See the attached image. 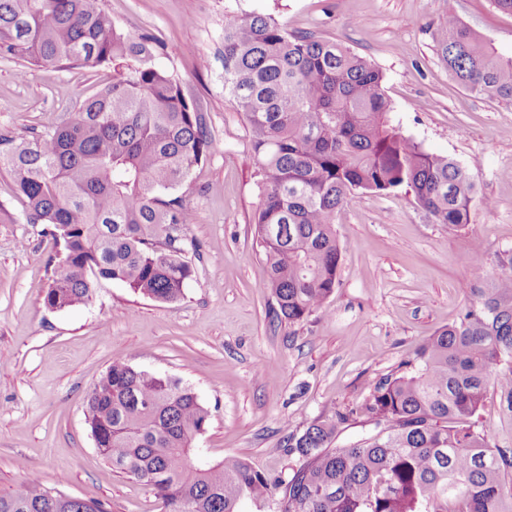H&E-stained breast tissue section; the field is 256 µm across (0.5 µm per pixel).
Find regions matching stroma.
I'll return each mask as SVG.
<instances>
[{
	"label": "stroma",
	"instance_id": "1",
	"mask_svg": "<svg viewBox=\"0 0 512 512\" xmlns=\"http://www.w3.org/2000/svg\"><path fill=\"white\" fill-rule=\"evenodd\" d=\"M130 35L164 44L157 65L203 112L212 147L182 188L194 215L185 258L195 277L175 302L101 282L90 302L52 310L44 296L60 244L29 223L0 171V491L37 474L108 512H169L164 499L98 453L84 397L124 357L192 388L210 410L198 447L219 461L245 459L270 481L297 462L284 448L310 421L363 403L437 330L459 320L470 289L512 251V106L464 88L448 71L434 31L448 14L512 57V14L490 0H103ZM275 17L292 33L333 40L384 74L404 134L469 167L479 195L471 222L451 231L412 196L360 193L336 213L338 284L302 321L275 318L254 234L259 165L242 112L224 90L226 14ZM112 80L110 68L66 71L0 56V136L32 137ZM480 424L512 448V414L488 390Z\"/></svg>",
	"mask_w": 512,
	"mask_h": 512
}]
</instances>
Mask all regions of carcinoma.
I'll return each instance as SVG.
<instances>
[{"mask_svg":"<svg viewBox=\"0 0 512 512\" xmlns=\"http://www.w3.org/2000/svg\"><path fill=\"white\" fill-rule=\"evenodd\" d=\"M435 41L454 78L512 105L504 58L450 14ZM155 37L122 32L102 0H0V54L61 69L114 66L112 83L30 139L0 138V171L28 219L62 244L44 302L88 303L102 280L162 302L194 278L185 259L190 213L175 191L208 157L203 115L155 64ZM224 88L243 112L260 163L255 234L275 317L298 322L336 288V211L363 191L411 193L436 224L470 223L471 171L426 151L392 115L382 72L343 45L292 34L270 15L224 22ZM458 321L420 344L364 402L287 437L300 466L280 481L281 512H512L503 483L512 448L491 445L477 415L487 389L512 413V253L471 289ZM366 437L332 447L355 414ZM86 422L112 470L166 500L170 512H239L277 486L245 460L199 457L208 409L191 388L116 357L85 397ZM0 512H108L28 475L0 492Z\"/></svg>","mask_w":512,"mask_h":512,"instance_id":"obj_1","label":"carcinoma"}]
</instances>
